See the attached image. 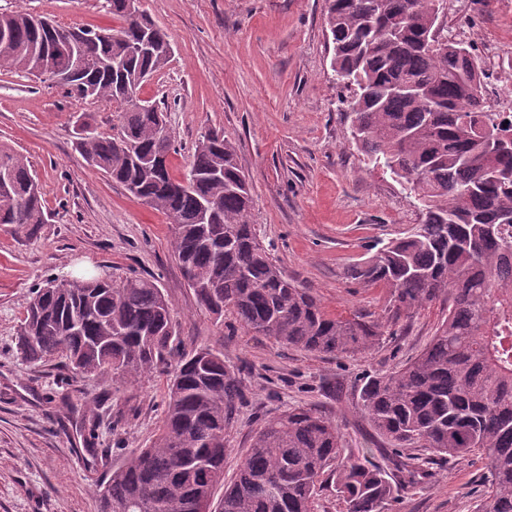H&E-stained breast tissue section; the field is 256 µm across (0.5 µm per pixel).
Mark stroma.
<instances>
[{
  "mask_svg": "<svg viewBox=\"0 0 512 512\" xmlns=\"http://www.w3.org/2000/svg\"><path fill=\"white\" fill-rule=\"evenodd\" d=\"M168 36L169 64L142 98L167 103L180 143L169 170L182 177L205 131L237 146L249 182L251 221L282 272L335 315L379 323L378 345L354 356L310 354L249 333L201 307L171 245L170 221L92 169L75 147L78 123L113 134L119 108L75 101L20 72L0 70V144L36 172L47 223L0 225V512H98L97 486L128 452L151 444L164 410L168 374L139 383L76 375L60 359L31 364L15 337L33 291L45 280L82 274L157 280L172 305L181 347L207 346L241 380L243 399L224 434V473L242 462L256 429L297 405L336 421L343 446L381 461L387 442L361 414L366 376L415 358L447 315L436 301L396 311L386 288L350 276L378 243L418 222V203L387 172L367 165L353 140L349 93L331 68L328 0H142ZM66 27H120L101 0H0ZM443 32L474 45L491 75V112L512 109V0H444ZM100 422L86 450L82 419ZM430 477L400 492L391 512H474L485 462L472 454L433 459Z\"/></svg>",
  "mask_w": 512,
  "mask_h": 512,
  "instance_id": "stroma-1",
  "label": "stroma"
}]
</instances>
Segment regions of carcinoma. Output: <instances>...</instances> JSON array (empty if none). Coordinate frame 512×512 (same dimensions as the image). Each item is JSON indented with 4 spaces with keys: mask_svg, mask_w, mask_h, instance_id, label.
Instances as JSON below:
<instances>
[{
    "mask_svg": "<svg viewBox=\"0 0 512 512\" xmlns=\"http://www.w3.org/2000/svg\"><path fill=\"white\" fill-rule=\"evenodd\" d=\"M123 20L121 39L79 42L55 51L70 28L22 10L0 13V69L35 75L51 62L68 74L77 100L121 109L117 133L81 124L76 147L87 164L171 224L175 259L197 302L217 317L229 311L249 332L319 355H355L379 342L381 326L329 314L284 275L257 239L250 193L235 143L200 135L179 179L155 159L174 151L168 109L123 103L148 75L165 68L166 33L124 0H103ZM440 0H329L328 36L336 81L353 89V138L375 168L389 171L420 203V220L351 270L366 285L389 288L397 310L437 300L448 316L426 348L398 370L368 376L358 407L392 443L386 463L345 453L339 427L312 406L267 420L224 482V432L243 397L240 381L209 347L181 348L164 292L129 276L53 278L35 289L18 349L30 363L61 357L75 372L139 382L178 357L163 418L147 448L132 450L101 489L100 512H199L197 492L224 488L214 512H317L322 477H332L345 512H387L399 491L428 477L427 459L478 454L488 489L476 512H512V117L477 108L486 73L474 52L440 34ZM0 224H45L48 213L23 154L0 147ZM195 187H183L184 181ZM219 204L208 222L204 204Z\"/></svg>",
    "mask_w": 512,
    "mask_h": 512,
    "instance_id": "1",
    "label": "carcinoma"
}]
</instances>
